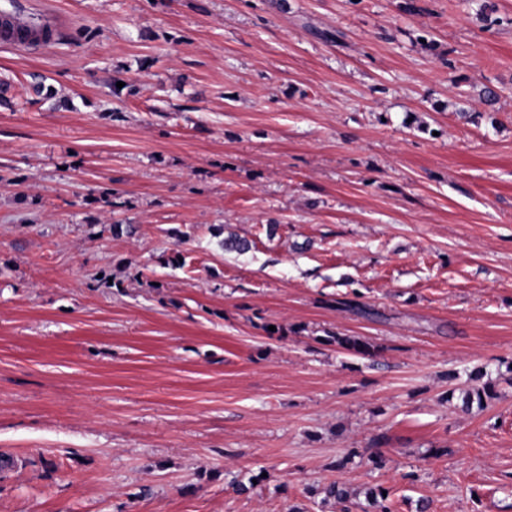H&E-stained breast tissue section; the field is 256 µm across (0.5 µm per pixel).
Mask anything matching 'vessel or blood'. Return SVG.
I'll return each instance as SVG.
<instances>
[{
    "label": "vessel or blood",
    "mask_w": 512,
    "mask_h": 512,
    "mask_svg": "<svg viewBox=\"0 0 512 512\" xmlns=\"http://www.w3.org/2000/svg\"><path fill=\"white\" fill-rule=\"evenodd\" d=\"M60 37L56 16L48 11L31 17L16 10L0 9V45L37 53Z\"/></svg>",
    "instance_id": "vessel-or-blood-1"
}]
</instances>
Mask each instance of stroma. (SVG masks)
Segmentation results:
<instances>
[{
  "label": "stroma",
  "mask_w": 512,
  "mask_h": 512,
  "mask_svg": "<svg viewBox=\"0 0 512 512\" xmlns=\"http://www.w3.org/2000/svg\"><path fill=\"white\" fill-rule=\"evenodd\" d=\"M48 6L0 48V512H512V0ZM57 17L44 11L36 18L16 10L0 9V45L38 53L60 37Z\"/></svg>",
  "instance_id": "1"
}]
</instances>
